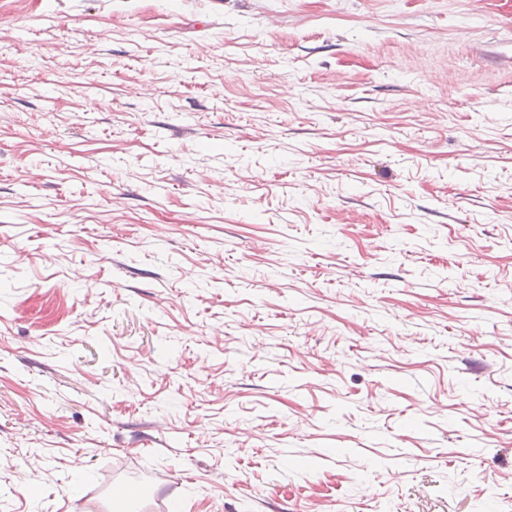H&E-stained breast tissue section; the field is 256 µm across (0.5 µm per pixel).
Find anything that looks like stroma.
I'll use <instances>...</instances> for the list:
<instances>
[{
  "label": "stroma",
  "instance_id": "1",
  "mask_svg": "<svg viewBox=\"0 0 512 512\" xmlns=\"http://www.w3.org/2000/svg\"><path fill=\"white\" fill-rule=\"evenodd\" d=\"M130 484L505 512L512 0H0V512Z\"/></svg>",
  "mask_w": 512,
  "mask_h": 512
}]
</instances>
